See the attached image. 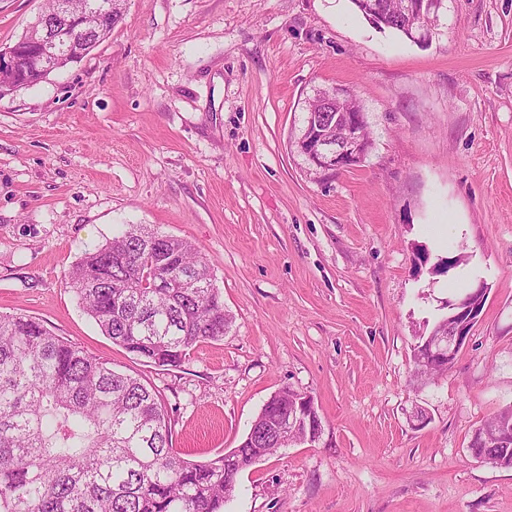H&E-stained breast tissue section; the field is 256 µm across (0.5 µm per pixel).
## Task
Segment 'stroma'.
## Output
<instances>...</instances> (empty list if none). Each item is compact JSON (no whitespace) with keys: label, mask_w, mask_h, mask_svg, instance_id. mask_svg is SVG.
Wrapping results in <instances>:
<instances>
[{"label":"stroma","mask_w":512,"mask_h":512,"mask_svg":"<svg viewBox=\"0 0 512 512\" xmlns=\"http://www.w3.org/2000/svg\"><path fill=\"white\" fill-rule=\"evenodd\" d=\"M45 7L0 0V46ZM335 85L373 148L323 184L289 139ZM121 224L192 242L233 317L180 367L113 344L65 285ZM481 281L452 368L414 384L419 334ZM0 314L140 378L198 462L279 389L313 397L321 440L244 470L224 512H512V469L469 450L512 405V0H446L426 46L351 0H125L90 54L0 96Z\"/></svg>","instance_id":"1"}]
</instances>
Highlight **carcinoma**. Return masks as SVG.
<instances>
[{"mask_svg":"<svg viewBox=\"0 0 512 512\" xmlns=\"http://www.w3.org/2000/svg\"><path fill=\"white\" fill-rule=\"evenodd\" d=\"M84 29V54L123 15V0ZM387 28L404 33L405 0H384ZM68 43L41 46L50 71L70 64ZM168 278L176 288H155ZM112 343L158 368L178 367L232 319L205 259L189 241L126 224L84 253L65 277ZM301 393L284 390L253 419L239 447L208 462L172 448L168 415L140 379L117 372L40 322L0 315V512H224L238 475L288 446L277 426ZM512 406L475 430V457L512 469V436L489 438Z\"/></svg>","mask_w":512,"mask_h":512,"instance_id":"obj_1","label":"carcinoma"}]
</instances>
